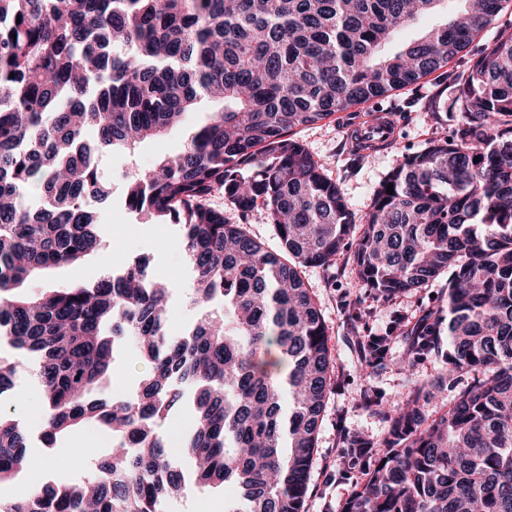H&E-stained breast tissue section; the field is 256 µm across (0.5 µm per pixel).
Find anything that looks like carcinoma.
I'll return each mask as SVG.
<instances>
[{
    "label": "carcinoma",
    "instance_id": "cac0c4a2",
    "mask_svg": "<svg viewBox=\"0 0 512 512\" xmlns=\"http://www.w3.org/2000/svg\"><path fill=\"white\" fill-rule=\"evenodd\" d=\"M446 0H0V336L37 355L47 443L101 425L112 456L76 484H37L0 512H164L198 485L233 489L224 512H305L333 359L301 268L353 249L376 297L444 280L407 330L372 336L361 368L429 358L387 414L385 453L343 512H512V23L485 44L506 0L461 11L395 52L403 25ZM472 53L449 105L454 137L406 157L356 222L340 186L295 130L411 86ZM208 120L175 157L132 173L125 204L179 226L196 279L193 329L169 335L170 289L140 262L94 282L27 291L97 251L89 208L109 195L105 162L133 156L201 106ZM392 125L380 112L353 161ZM480 161H474V158ZM393 184V193H386ZM266 211L281 251L209 203ZM405 355L393 358L395 337ZM118 340L150 364L133 400L92 396ZM469 382L435 415L445 386ZM181 454L159 426L185 408ZM372 443L346 437L349 463ZM22 425L0 413V482L25 469Z\"/></svg>",
    "mask_w": 512,
    "mask_h": 512
}]
</instances>
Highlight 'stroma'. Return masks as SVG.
I'll list each match as a JSON object with an SVG mask.
<instances>
[{"mask_svg": "<svg viewBox=\"0 0 512 512\" xmlns=\"http://www.w3.org/2000/svg\"><path fill=\"white\" fill-rule=\"evenodd\" d=\"M433 77L420 81L418 87L393 92L380 102L381 110L394 111L398 140L391 147L371 153L360 170L349 167L348 124L368 121V106H356L336 113L323 122L298 131L297 136L329 177L342 187L350 210L362 217L369 209L373 194L386 175L409 154L426 147L430 140L451 136L450 123L436 120L426 109L425 98L434 92ZM207 118L206 111L190 113L186 125L140 146L134 157L114 155L106 168L112 185L111 197L99 204L101 245L83 263L66 267L55 275L57 282L94 280L103 271L120 270L134 261L146 264L148 277L168 280L171 298L167 306V324L172 335L184 334L197 320L199 312L190 305L188 296L195 272L185 252L180 229L175 224H145L127 210L124 185L130 170L147 172L164 157L178 155L193 127ZM302 276L316 299L328 328L329 345L335 369L334 385L325 408L319 433L306 512H342L343 506L368 473L367 465L350 466L338 453L342 435L363 434L381 439L386 421L370 413L362 403L366 391H378L383 401L393 405L409 392L412 381L432 377L439 362L428 359L407 370L397 364L366 373L359 371V342L362 336L384 330L394 317L404 323L416 321L421 308L440 294L434 285L414 294L391 299L374 296L358 281L350 253L337 257L331 267H306ZM353 300L363 319L350 324L342 304ZM0 359L16 363L13 386L5 399V410L18 419L28 434L27 466L16 477L0 483V498L12 499L25 493L33 479L67 483L91 472V463L111 455L113 437L99 427L80 428L54 444H47L45 405L38 379L39 361L29 353L15 349L0 337ZM149 369L148 362L133 345L124 344L114 354L110 370L97 392L103 397L133 396Z\"/></svg>", "mask_w": 512, "mask_h": 512, "instance_id": "stroma-1", "label": "stroma"}]
</instances>
